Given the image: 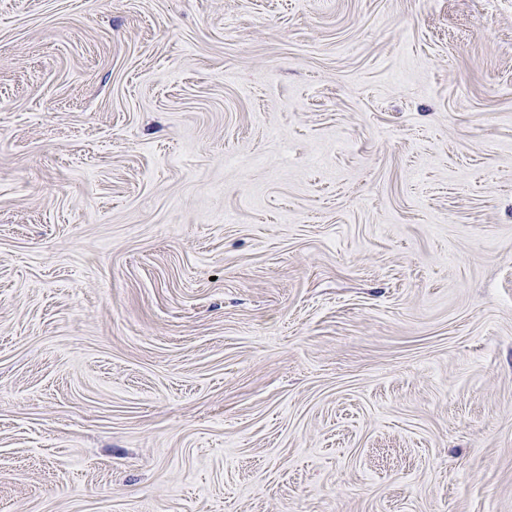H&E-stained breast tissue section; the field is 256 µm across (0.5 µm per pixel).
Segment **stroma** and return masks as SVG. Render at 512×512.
I'll return each instance as SVG.
<instances>
[{
	"label": "stroma",
	"mask_w": 512,
	"mask_h": 512,
	"mask_svg": "<svg viewBox=\"0 0 512 512\" xmlns=\"http://www.w3.org/2000/svg\"><path fill=\"white\" fill-rule=\"evenodd\" d=\"M8 512H512V0H0Z\"/></svg>",
	"instance_id": "35a3bbf8"
}]
</instances>
